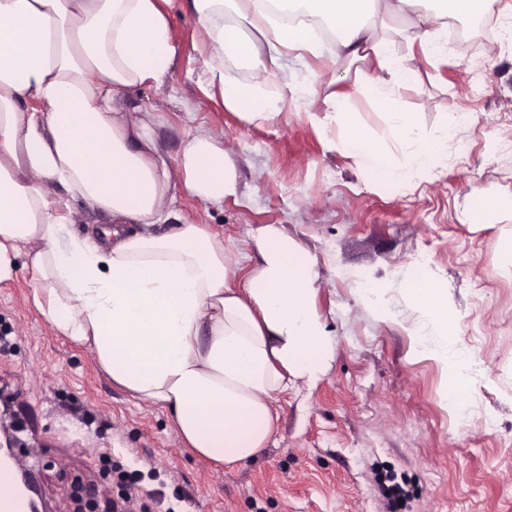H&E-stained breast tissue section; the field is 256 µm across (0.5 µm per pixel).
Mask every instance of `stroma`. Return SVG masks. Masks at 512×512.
I'll list each match as a JSON object with an SVG mask.
<instances>
[{
	"label": "stroma",
	"mask_w": 512,
	"mask_h": 512,
	"mask_svg": "<svg viewBox=\"0 0 512 512\" xmlns=\"http://www.w3.org/2000/svg\"><path fill=\"white\" fill-rule=\"evenodd\" d=\"M512 0H494L472 56L420 62L407 107L426 127L468 113L448 163L420 184L367 185L293 103L278 122L241 123L196 83L195 21L175 0L178 54L162 86L133 89L119 108L161 115L156 133L177 163L187 128L205 124L224 145L238 194L207 205L179 194L165 229L203 224L226 248L247 249L252 229L275 225L317 258L320 310L335 309L334 359L315 388L279 397V428L248 463L224 468L185 448L169 414L132 398L85 347L61 336L34 305L26 256L0 282V423L17 455L36 465L47 512H121L119 473L144 490L138 512H512V268L493 260L512 234V54L484 45ZM502 210L466 220L472 187ZM428 264L448 289L461 341L483 362L485 385L461 424L443 400L437 366L417 359L405 327L380 322L356 300L368 274L384 300L391 283Z\"/></svg>",
	"instance_id": "1"
}]
</instances>
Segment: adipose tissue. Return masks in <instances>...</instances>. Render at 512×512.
Wrapping results in <instances>:
<instances>
[{
  "label": "adipose tissue",
  "mask_w": 512,
  "mask_h": 512,
  "mask_svg": "<svg viewBox=\"0 0 512 512\" xmlns=\"http://www.w3.org/2000/svg\"><path fill=\"white\" fill-rule=\"evenodd\" d=\"M172 0H0V282L30 246L36 306L57 332L88 347L113 383L168 409L179 437L227 467L246 464L273 435V400L317 384L336 337L316 302L311 254L273 225L252 231L256 261L238 276L223 238L202 224L158 232L177 192L210 205L238 193L231 162L205 124L190 128L177 166L153 112H118L127 91L162 85L178 54ZM493 0H186L201 40L197 82L245 124L277 121L284 98L309 108L329 151L367 181L412 186L444 166L458 114L421 126L405 105L416 57L448 61V23ZM250 17L243 27L241 17ZM400 16L406 29L379 32ZM324 61L314 69L308 58ZM345 72H336L338 64ZM283 80V97L254 88ZM365 95L383 131L350 106ZM322 111H314L315 101ZM80 199L111 214L99 235L73 228ZM138 223L128 231L126 220ZM393 287L415 318L356 279L359 302L406 325L415 354L435 363L444 398L467 421L486 370L459 339L448 290L423 269Z\"/></svg>",
  "instance_id": "1"
}]
</instances>
